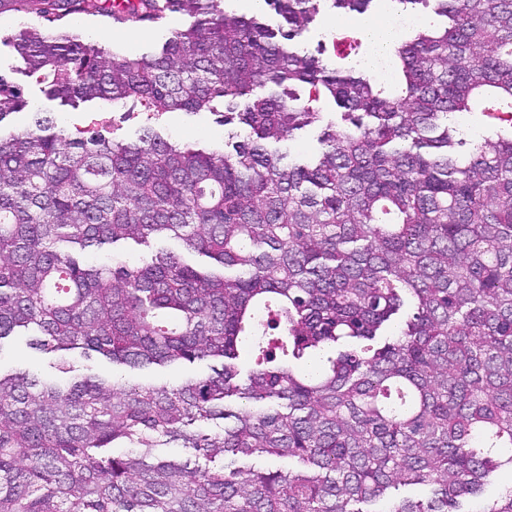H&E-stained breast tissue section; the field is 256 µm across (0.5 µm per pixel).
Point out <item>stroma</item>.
<instances>
[{"label":"stroma","instance_id":"35a3bbf8","mask_svg":"<svg viewBox=\"0 0 512 512\" xmlns=\"http://www.w3.org/2000/svg\"><path fill=\"white\" fill-rule=\"evenodd\" d=\"M192 22L182 12L167 13L161 24L115 23L99 17L72 15L63 20L59 31L74 34L87 42L98 44L108 51L126 55L153 54L176 32L186 29ZM366 16L339 13L332 9L321 11L316 21L304 31L295 43L299 49L312 51L324 46V61L333 64L338 57L347 62L364 65L369 55L364 26ZM48 22L34 14L15 11L0 13V76L21 87L28 101L27 109L10 115L5 128L23 129L31 125L34 113L46 112L53 116L58 127L68 131L82 130L88 133L101 132L123 140L136 139L144 116L138 107L129 105L115 108L108 104L89 102L72 108L48 99L42 84L29 77L23 70L16 52L9 43L12 33L20 29L49 30ZM166 138L209 149H223L231 132L224 126L219 115L208 111L189 114L183 111L163 115L157 125ZM53 358L33 351L27 339L16 336L0 347V369L27 371L44 378L60 379L61 374L52 366ZM208 364L194 366L124 369V376L133 383L170 384L180 383L189 376L209 374Z\"/></svg>","mask_w":512,"mask_h":512}]
</instances>
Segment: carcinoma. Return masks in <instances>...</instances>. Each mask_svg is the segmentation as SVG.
<instances>
[{"instance_id":"1","label":"carcinoma","mask_w":512,"mask_h":512,"mask_svg":"<svg viewBox=\"0 0 512 512\" xmlns=\"http://www.w3.org/2000/svg\"><path fill=\"white\" fill-rule=\"evenodd\" d=\"M218 2L0 0L50 24L188 13L151 56L36 30L14 48L63 105L220 101L236 127L224 151L152 124L0 132V342L27 330L61 370L77 349L220 361L175 386L0 371V512H512V483L484 497L512 477V0H394L447 19L393 48L396 91L291 43L321 7L374 0H265L281 33ZM479 101L497 118L461 155L449 117ZM23 105L0 77V123ZM323 122L314 158L280 151ZM167 239L193 260L117 252ZM253 455L302 468L238 465Z\"/></svg>"}]
</instances>
